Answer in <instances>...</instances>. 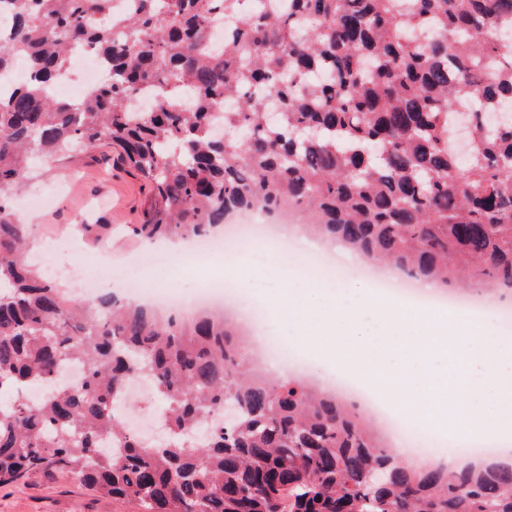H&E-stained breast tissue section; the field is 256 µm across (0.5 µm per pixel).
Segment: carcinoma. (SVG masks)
I'll return each instance as SVG.
<instances>
[{
  "instance_id": "obj_1",
  "label": "carcinoma",
  "mask_w": 512,
  "mask_h": 512,
  "mask_svg": "<svg viewBox=\"0 0 512 512\" xmlns=\"http://www.w3.org/2000/svg\"><path fill=\"white\" fill-rule=\"evenodd\" d=\"M9 2L0 86L18 60L29 80L0 94V487L62 472L142 512H512L511 466H403L335 394L258 370L223 314L72 300L26 261L34 224L12 207L34 162L105 143L150 186L139 240L206 237L259 203L415 280L512 291V121H487L512 114V0ZM77 46L108 73L55 98ZM68 361L79 386L19 395ZM142 375L177 439L146 444L114 409Z\"/></svg>"
}]
</instances>
